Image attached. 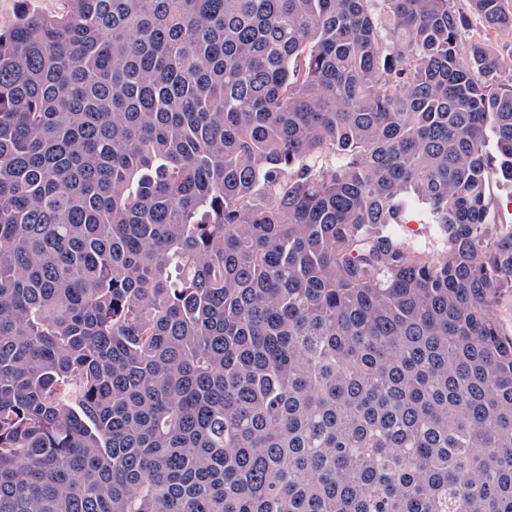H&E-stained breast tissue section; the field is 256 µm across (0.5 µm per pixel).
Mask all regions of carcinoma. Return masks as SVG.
I'll return each instance as SVG.
<instances>
[{
  "instance_id": "cac0c4a2",
  "label": "carcinoma",
  "mask_w": 512,
  "mask_h": 512,
  "mask_svg": "<svg viewBox=\"0 0 512 512\" xmlns=\"http://www.w3.org/2000/svg\"><path fill=\"white\" fill-rule=\"evenodd\" d=\"M21 2L0 512H512V74L454 0ZM409 226V228H406ZM398 233L409 243L417 244L426 250H433L438 247L437 239L434 237L433 228L430 224H402L397 228Z\"/></svg>"
}]
</instances>
